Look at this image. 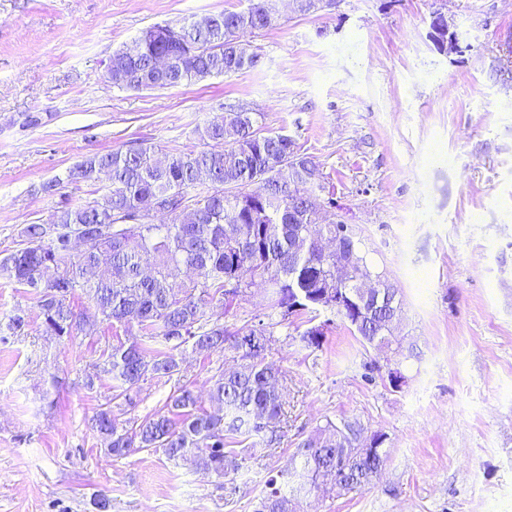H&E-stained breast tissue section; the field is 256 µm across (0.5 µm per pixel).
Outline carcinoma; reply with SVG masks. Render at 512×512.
I'll list each match as a JSON object with an SVG mask.
<instances>
[{
	"label": "carcinoma",
	"instance_id": "1",
	"mask_svg": "<svg viewBox=\"0 0 512 512\" xmlns=\"http://www.w3.org/2000/svg\"><path fill=\"white\" fill-rule=\"evenodd\" d=\"M277 16L270 0H249L242 10H225L188 24L181 36H160L155 27L138 38L136 56L113 52L106 79L114 87L154 90L228 76L258 65L260 56L245 37L273 28ZM203 148L161 152L156 146L96 154L68 171L69 182L110 181L109 191L90 202L72 204L62 197L48 221L25 225L20 247L0 258V275L25 289L41 318L43 333L72 336L91 333L101 323L137 324L143 339L118 342L108 352L102 372L112 380L113 398L149 379L179 373L176 351L189 343L201 354L229 353L236 361L212 377L211 396L224 415L200 409L199 398L183 384L164 407L129 426H121L109 409L95 417L97 431L109 440L108 452L122 458L136 451L162 452L170 460L190 459L219 476L227 474L225 447L241 444L251 453L280 443L284 415L282 372L266 361L275 342V322L258 321L249 329L254 350L238 351L239 333L231 331L211 309L213 302L234 309L246 291L269 286L270 308L285 321L306 315L307 322L326 310L324 295L336 290V254L312 246L294 250L301 230L334 235V219L307 223L318 207L336 208L326 194L324 173L283 133H262L258 113L230 108L199 131ZM154 214L171 218L152 224ZM84 230L90 243L71 249L73 233ZM196 278L179 280L182 270ZM83 295L88 307L76 310ZM400 301L384 297L362 310L346 307L345 322L362 344L382 353L403 346L404 337L386 331L400 318ZM326 323L300 333L318 346ZM379 447H361L357 422L331 421L297 443L301 470L267 480L255 512H300L298 496L316 492L323 475L339 477L342 491L361 490L385 465L387 436Z\"/></svg>",
	"mask_w": 512,
	"mask_h": 512
}]
</instances>
